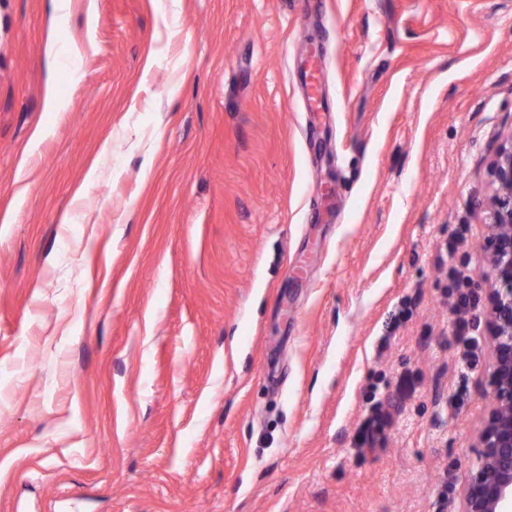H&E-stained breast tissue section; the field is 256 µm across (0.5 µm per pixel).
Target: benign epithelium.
Listing matches in <instances>:
<instances>
[{
  "mask_svg": "<svg viewBox=\"0 0 512 512\" xmlns=\"http://www.w3.org/2000/svg\"><path fill=\"white\" fill-rule=\"evenodd\" d=\"M486 175L491 405L478 433L477 469L464 492L461 512H512V134L495 148Z\"/></svg>",
  "mask_w": 512,
  "mask_h": 512,
  "instance_id": "1",
  "label": "benign epithelium"
}]
</instances>
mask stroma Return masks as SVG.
Masks as SVG:
<instances>
[{
  "instance_id": "stroma-1",
  "label": "stroma",
  "mask_w": 512,
  "mask_h": 512,
  "mask_svg": "<svg viewBox=\"0 0 512 512\" xmlns=\"http://www.w3.org/2000/svg\"><path fill=\"white\" fill-rule=\"evenodd\" d=\"M51 2L0 0V512H460L512 0ZM321 62H312L307 70L302 73V83L305 85L309 95L310 112H325L326 104L319 96ZM451 277L454 282V288L457 290V296L454 300V312L458 316L454 322L452 336L457 346H460L459 351V367L461 370H472L476 367L478 362L477 348L478 339L476 336H470V323L467 319L462 317L463 313L468 312L470 306V296L461 290L471 276L465 271L455 267L450 268ZM386 415L382 411V403L376 401L370 410V415L365 419L356 434L355 441L358 445H363L374 439L385 422Z\"/></svg>"
}]
</instances>
